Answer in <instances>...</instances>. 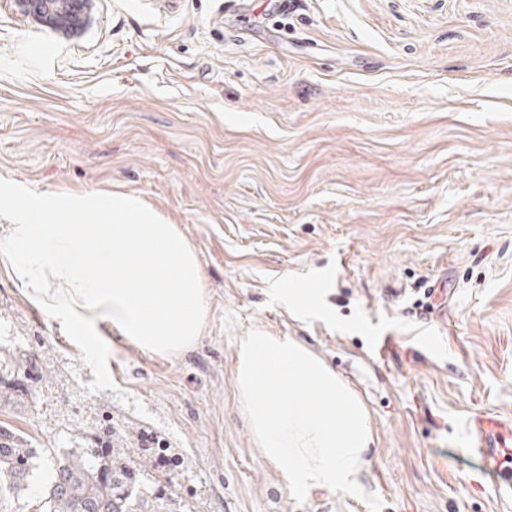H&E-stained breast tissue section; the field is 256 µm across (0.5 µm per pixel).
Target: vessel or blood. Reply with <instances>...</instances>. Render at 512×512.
<instances>
[{
    "label": "vessel or blood",
    "instance_id": "obj_1",
    "mask_svg": "<svg viewBox=\"0 0 512 512\" xmlns=\"http://www.w3.org/2000/svg\"><path fill=\"white\" fill-rule=\"evenodd\" d=\"M468 445L478 457L484 475L497 479L506 471L505 461L512 458V425L495 412H487L468 420Z\"/></svg>",
    "mask_w": 512,
    "mask_h": 512
}]
</instances>
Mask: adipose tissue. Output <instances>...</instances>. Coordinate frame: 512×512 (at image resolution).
<instances>
[{
    "label": "adipose tissue",
    "mask_w": 512,
    "mask_h": 512,
    "mask_svg": "<svg viewBox=\"0 0 512 512\" xmlns=\"http://www.w3.org/2000/svg\"><path fill=\"white\" fill-rule=\"evenodd\" d=\"M0 263L89 362L115 334L165 354L203 334L198 257L179 227L139 198L30 196L0 239Z\"/></svg>",
    "instance_id": "1"
}]
</instances>
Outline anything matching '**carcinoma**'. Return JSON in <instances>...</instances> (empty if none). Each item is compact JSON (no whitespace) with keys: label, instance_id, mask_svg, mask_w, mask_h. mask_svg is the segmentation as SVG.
Listing matches in <instances>:
<instances>
[{"label":"carcinoma","instance_id":"1","mask_svg":"<svg viewBox=\"0 0 512 512\" xmlns=\"http://www.w3.org/2000/svg\"><path fill=\"white\" fill-rule=\"evenodd\" d=\"M11 430L0 428V512L43 472L31 512H176L171 479L144 460H122L96 448H75L33 463Z\"/></svg>","mask_w":512,"mask_h":512}]
</instances>
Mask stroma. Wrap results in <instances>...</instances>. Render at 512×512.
<instances>
[{"label":"stroma","instance_id":"stroma-1","mask_svg":"<svg viewBox=\"0 0 512 512\" xmlns=\"http://www.w3.org/2000/svg\"><path fill=\"white\" fill-rule=\"evenodd\" d=\"M112 192L193 243L205 332L92 367L0 266V426L43 454L152 433L179 512H368L264 459L236 384L261 330L363 403L382 512H512L465 432L512 422V0H97L74 39L0 0V237L23 194Z\"/></svg>","mask_w":512,"mask_h":512}]
</instances>
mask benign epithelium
I'll use <instances>...</instances> for the list:
<instances>
[{"instance_id": "benign-epithelium-1", "label": "benign epithelium", "mask_w": 512, "mask_h": 512, "mask_svg": "<svg viewBox=\"0 0 512 512\" xmlns=\"http://www.w3.org/2000/svg\"><path fill=\"white\" fill-rule=\"evenodd\" d=\"M18 12L65 38H76L96 23V0H15Z\"/></svg>"}]
</instances>
